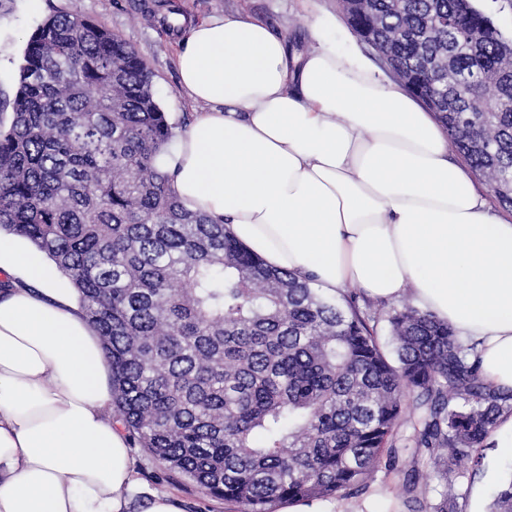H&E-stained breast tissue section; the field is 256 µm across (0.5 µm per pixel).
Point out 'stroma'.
Returning <instances> with one entry per match:
<instances>
[{"label": "stroma", "mask_w": 512, "mask_h": 512, "mask_svg": "<svg viewBox=\"0 0 512 512\" xmlns=\"http://www.w3.org/2000/svg\"><path fill=\"white\" fill-rule=\"evenodd\" d=\"M61 11L97 19L139 52L151 72L157 100L179 133L192 121L197 107L179 87V36L166 23L169 13L196 20L244 15L268 24L305 49L313 44L308 31L311 16L341 14L336 0H0V98L15 92L18 67L30 34L45 18ZM134 454L143 484L151 491L173 495L182 512H235L234 506L207 496L191 480L172 476L142 448H135ZM482 461V466L466 469L455 480L462 512L469 508L471 488L484 483L485 464L495 463L499 473L498 481L485 484L486 501H493L504 478L512 473V459L498 457L494 446H484ZM397 483L396 475L381 471L369 493L358 498L321 500L317 506L322 512H407L396 491Z\"/></svg>", "instance_id": "1"}]
</instances>
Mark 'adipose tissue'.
<instances>
[{"mask_svg": "<svg viewBox=\"0 0 512 512\" xmlns=\"http://www.w3.org/2000/svg\"><path fill=\"white\" fill-rule=\"evenodd\" d=\"M332 24L293 51L248 17L185 20L180 87L200 110L157 166L274 269L378 302L412 290L512 390V222L450 158L432 113L336 45ZM111 402L68 278L0 235V512H181L137 479Z\"/></svg>", "mask_w": 512, "mask_h": 512, "instance_id": "adipose-tissue-1", "label": "adipose tissue"}]
</instances>
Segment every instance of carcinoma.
<instances>
[{
	"label": "carcinoma",
	"mask_w": 512,
	"mask_h": 512,
	"mask_svg": "<svg viewBox=\"0 0 512 512\" xmlns=\"http://www.w3.org/2000/svg\"><path fill=\"white\" fill-rule=\"evenodd\" d=\"M374 0L347 23L408 72L448 144L512 207V51L463 0ZM431 17L484 29L475 44ZM467 77L449 105L429 82ZM7 130L0 129V230L27 239L76 288L112 367V424L134 446L241 512L357 497L384 469L416 512H456L451 475L480 448L512 391L485 380L473 344L410 302L359 308L268 267L225 224L187 209L155 166L173 138L151 73L120 35L85 16L44 19L27 40ZM389 327L396 359L382 351ZM491 512H512V475Z\"/></svg>",
	"instance_id": "1"
}]
</instances>
